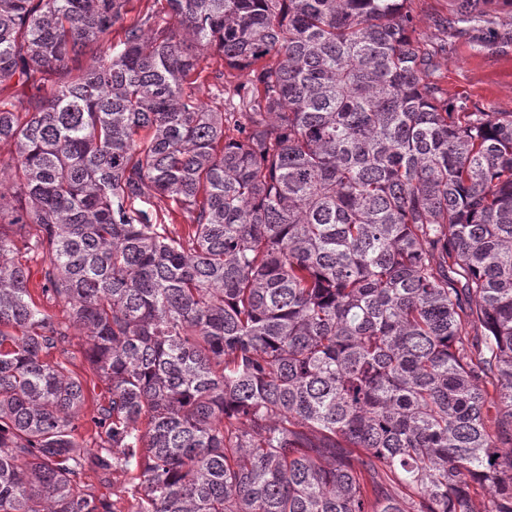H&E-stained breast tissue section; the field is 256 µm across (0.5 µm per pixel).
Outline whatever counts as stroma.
<instances>
[{"mask_svg":"<svg viewBox=\"0 0 512 512\" xmlns=\"http://www.w3.org/2000/svg\"><path fill=\"white\" fill-rule=\"evenodd\" d=\"M422 40L435 53L434 78L450 101L469 110L512 112V0H488L482 13L462 19L459 0H407ZM86 341L72 337L69 367L85 385L78 441L94 445L93 419L105 389L84 357Z\"/></svg>","mask_w":512,"mask_h":512,"instance_id":"35a3bbf8","label":"stroma"}]
</instances>
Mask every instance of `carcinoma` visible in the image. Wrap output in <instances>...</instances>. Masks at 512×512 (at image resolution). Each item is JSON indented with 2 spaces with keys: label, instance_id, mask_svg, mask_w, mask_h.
Here are the masks:
<instances>
[{
  "label": "carcinoma",
  "instance_id": "cac0c4a2",
  "mask_svg": "<svg viewBox=\"0 0 512 512\" xmlns=\"http://www.w3.org/2000/svg\"><path fill=\"white\" fill-rule=\"evenodd\" d=\"M130 2L0 0V512H512V113L406 0ZM70 341V346H67L71 356L68 367L83 380L86 396L84 408L77 421V438L82 446L95 448L93 438L96 428L92 419L96 415L98 404L104 401L105 389L103 384L93 374L88 362L84 358V350L87 347L85 338L70 336Z\"/></svg>",
  "mask_w": 512,
  "mask_h": 512
}]
</instances>
